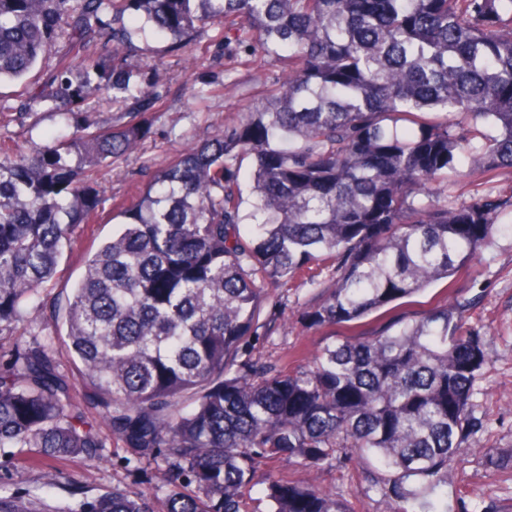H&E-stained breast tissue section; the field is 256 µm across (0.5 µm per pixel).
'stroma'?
<instances>
[{"label":"stroma","instance_id":"35a3bbf8","mask_svg":"<svg viewBox=\"0 0 512 512\" xmlns=\"http://www.w3.org/2000/svg\"><path fill=\"white\" fill-rule=\"evenodd\" d=\"M142 63H161L169 94L157 112L152 128L138 150L128 155L119 168L100 171L106 196L116 203H130L136 189L157 172L170 166L189 146L199 143L236 117L249 104L255 80L272 82L280 75V60L266 57L250 66L224 65V28L214 21L202 29L196 41L172 53L168 40L152 32L135 38ZM70 51L65 35H58L51 53L23 81L0 86V105L8 110L0 126V143L10 148L43 144L63 130L60 116L51 103L33 101L44 87L61 56ZM111 211L80 228L72 253L65 256L53 279L42 293L44 302L69 292L82 273V253L112 233ZM461 283L463 298L471 301L469 324L485 338L486 364L477 382V399L486 411L479 437L484 449L512 448V218L504 217L493 242L482 259L473 261ZM278 300L276 314L290 329L260 334L247 352L248 359L290 363L311 357L327 342L347 336L346 328L302 329L299 312L315 295L312 288L295 284L273 288ZM122 442L108 441L100 460L90 465L61 464V478L51 490L41 487L40 471H18L9 452H0V491L22 488L38 500L41 512H66L78 493L90 495L125 481L124 469L114 462L124 456ZM266 469L277 471L296 482H312L325 491L342 495L355 512H384L379 495L370 491L364 469L346 459H334L315 470L269 461ZM448 512H512V481L504 473L472 462L448 488Z\"/></svg>","mask_w":512,"mask_h":512}]
</instances>
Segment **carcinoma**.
<instances>
[{
	"mask_svg": "<svg viewBox=\"0 0 512 512\" xmlns=\"http://www.w3.org/2000/svg\"><path fill=\"white\" fill-rule=\"evenodd\" d=\"M69 2L0 0V83L23 80L60 31L74 50L48 93L72 134L0 151V335L39 308L76 229L105 210L101 167L137 148L167 94L157 64L132 79L125 13L177 50L220 19L229 62L273 56L285 70L134 205L111 206L112 235L52 305L97 416L74 402L52 342L0 346V450L20 449L25 469L91 463L107 427L141 488L68 512H247L262 461L313 469L341 455L380 463L386 512H448V484L478 447L486 363L457 283L512 215L499 188L512 181V0ZM109 3L112 23L92 29ZM109 90L120 115L90 131L75 109ZM295 280L319 288L300 314L309 329L389 320L311 361L238 362L268 286ZM439 281L456 299L399 313ZM264 484L265 512H352L280 474ZM0 512L38 509L0 493Z\"/></svg>",
	"mask_w": 512,
	"mask_h": 512,
	"instance_id": "1",
	"label": "carcinoma"
}]
</instances>
